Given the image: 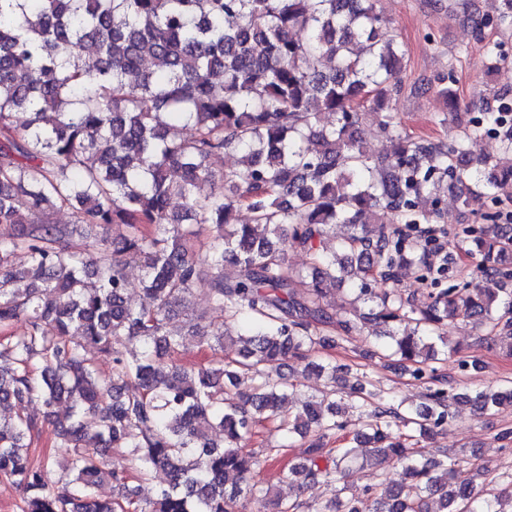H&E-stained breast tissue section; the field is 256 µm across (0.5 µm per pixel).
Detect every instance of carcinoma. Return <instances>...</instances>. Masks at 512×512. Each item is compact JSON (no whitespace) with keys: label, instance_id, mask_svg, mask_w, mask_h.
Returning <instances> with one entry per match:
<instances>
[{"label":"carcinoma","instance_id":"carcinoma-1","mask_svg":"<svg viewBox=\"0 0 512 512\" xmlns=\"http://www.w3.org/2000/svg\"><path fill=\"white\" fill-rule=\"evenodd\" d=\"M480 25L512 27V0ZM405 66L378 0H0V332L25 327L0 340L10 364L0 366V480L23 491L22 512H239L246 501L263 512H360L346 496L358 460L404 475L381 494L365 489L372 512L512 508V480L457 485L465 458L443 448L424 459L394 431L398 420L421 437L444 430L461 400L478 414L512 404L511 388L461 394L428 367L459 352L439 333L450 319L512 337V224L498 223L501 212L454 237L478 256L483 283L460 279L424 302L395 288L402 270L431 269L427 245L397 225L437 221L444 193L512 198V100L499 96L448 143L415 139L390 106ZM323 112L335 121L322 124ZM368 116L390 143L383 157L364 148ZM171 119L192 134H172ZM488 136L499 156H474ZM230 151L240 167L216 174L212 157ZM58 205L73 209L72 223L51 220ZM242 209L251 222L238 223ZM107 224L127 234L93 236ZM337 224L350 228L340 240ZM74 237L84 248L62 252ZM298 249L309 256L302 269L288 265ZM130 261L141 264L149 306L126 299ZM226 264L236 279H224ZM345 282L350 308L332 313L330 286ZM196 290L221 325L202 313L188 333L171 328ZM359 303L390 356L427 380L429 404L403 414L365 379L350 386V406L336 402V375L348 368L314 354L336 345L328 322L359 329ZM191 339L240 349L207 366L173 362ZM90 348L112 355L109 375ZM288 359L328 380L290 412ZM33 400L69 404L58 433L69 456L54 486L30 461L39 424L21 408ZM265 423L290 442L311 438L305 461L283 475L321 480L327 499L290 500L256 482L271 456L246 443ZM349 427L352 446L324 448ZM110 448L126 449L133 471L113 467ZM158 469L166 485L139 501L130 479ZM104 482L110 499L96 494Z\"/></svg>","mask_w":512,"mask_h":512}]
</instances>
